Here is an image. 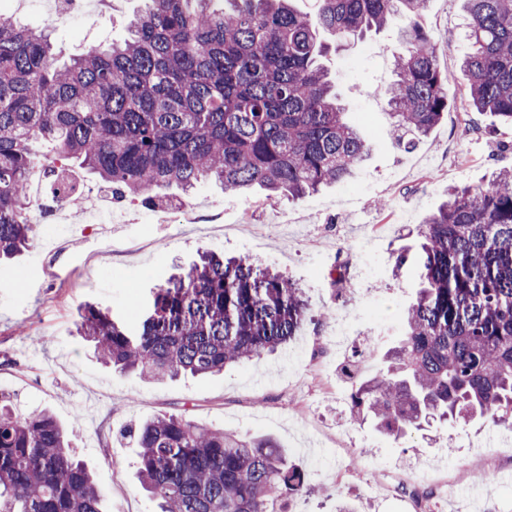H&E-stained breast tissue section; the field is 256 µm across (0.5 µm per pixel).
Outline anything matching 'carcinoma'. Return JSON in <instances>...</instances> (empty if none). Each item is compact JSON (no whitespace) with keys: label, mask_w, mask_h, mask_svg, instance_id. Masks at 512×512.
Segmentation results:
<instances>
[{"label":"carcinoma","mask_w":512,"mask_h":512,"mask_svg":"<svg viewBox=\"0 0 512 512\" xmlns=\"http://www.w3.org/2000/svg\"><path fill=\"white\" fill-rule=\"evenodd\" d=\"M468 106L512 125V0H463ZM128 36L67 60L51 33L0 18V260L35 228L28 173L34 144L53 156L43 190L80 206L74 168L112 198L214 179L299 200L347 181L367 153L324 65L344 37L398 15L408 26L384 91L396 140L410 147L448 112L438 43L419 24L427 0H146ZM336 38L330 45L321 39ZM421 288L375 376L355 382L351 418L399 439L437 422L512 425V169L448 187L422 222ZM309 303L289 278L202 254L160 285L132 333L84 306L78 330L97 358L156 380L219 374L288 346ZM138 479L160 512H274L312 486L271 438H241L185 415L137 424ZM65 428L44 410L21 415L0 397V512H104Z\"/></svg>","instance_id":"1"}]
</instances>
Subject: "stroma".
I'll return each instance as SVG.
<instances>
[{"mask_svg":"<svg viewBox=\"0 0 512 512\" xmlns=\"http://www.w3.org/2000/svg\"><path fill=\"white\" fill-rule=\"evenodd\" d=\"M138 6V0H112L111 14L83 33L55 30L58 53L67 57L121 37ZM463 20L461 0H428L421 23L441 43L448 114L409 149L398 146L381 93L392 79L388 60L400 48L398 23L328 55L348 118L371 144L349 182L272 203L258 188L236 195L204 182L191 197L188 224L151 223L159 209L141 197L108 199L105 207L135 211L143 223L116 225L108 241L77 220L42 228L28 251L0 267V394L23 413L49 410L72 430L105 512H157L138 482L137 450L127 432L139 421L181 413L283 446L317 492L284 496L277 512H334L340 495L359 512H512V428L451 422L397 440L354 423L348 409V367L377 373L387 344L370 357L363 348L378 322L402 330L404 311L416 298L414 258L424 217L449 186L482 184L492 170L512 167V127L467 107L460 69L466 48L446 41ZM368 240L378 247L374 282L350 281L348 292L335 297L332 271L345 259L358 264ZM402 246L409 257L399 267L393 253ZM209 251L287 275L304 288L314 321L288 349L218 376L157 382L103 365L76 331L80 309L96 305L136 329L138 309L150 305L158 285ZM406 469L432 477L419 498L402 495L399 476Z\"/></svg>","mask_w":512,"mask_h":512,"instance_id":"35a3bbf8","label":"stroma"}]
</instances>
